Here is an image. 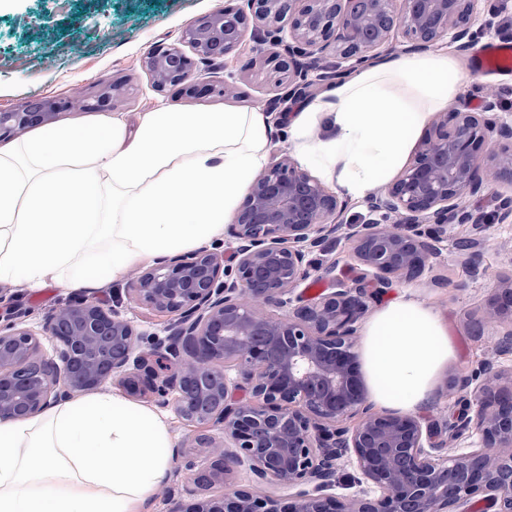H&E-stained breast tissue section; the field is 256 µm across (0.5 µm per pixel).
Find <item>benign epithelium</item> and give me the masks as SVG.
Instances as JSON below:
<instances>
[{
  "label": "benign epithelium",
  "mask_w": 512,
  "mask_h": 512,
  "mask_svg": "<svg viewBox=\"0 0 512 512\" xmlns=\"http://www.w3.org/2000/svg\"><path fill=\"white\" fill-rule=\"evenodd\" d=\"M482 0H227L199 17L182 39L198 61L236 51L246 38L269 44L291 101L314 96L380 58L392 40L406 51L450 43L465 52L477 31ZM512 27L509 0L488 10L483 30ZM145 63L157 86L187 97L217 92L195 80L178 47L153 48ZM60 104L41 100L0 112V138L51 122ZM502 98L484 89L436 119L400 176L369 198L362 224H338L344 202L278 150L251 184L229 235L233 265L208 250L163 259L128 295L174 315L163 334L144 336L129 320L79 295L44 316L40 328L21 313L0 319V424L30 418L107 382L126 394L173 406L187 423L216 427L174 457L197 500L170 512H512V368L484 363L471 375L448 374L461 393L452 420L372 410L366 404L355 334L376 292L393 279L413 282L432 268L448 227L472 225L463 246L471 265L485 245L491 216L463 204L491 184L499 223L512 219V122ZM344 237L361 267L359 281L336 280L314 297L301 287L312 254ZM512 320V277L490 295L475 334ZM54 356L42 353L43 342ZM358 423L349 427L347 421ZM474 435L457 451L446 436ZM353 468L349 498L333 494L340 462ZM244 467L251 484L230 494L209 490ZM269 485L277 494L258 487Z\"/></svg>",
  "instance_id": "benign-epithelium-1"
}]
</instances>
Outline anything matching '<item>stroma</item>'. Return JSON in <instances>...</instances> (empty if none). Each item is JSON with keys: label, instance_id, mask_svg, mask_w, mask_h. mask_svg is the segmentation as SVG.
<instances>
[{"label": "stroma", "instance_id": "35a3bbf8", "mask_svg": "<svg viewBox=\"0 0 512 512\" xmlns=\"http://www.w3.org/2000/svg\"><path fill=\"white\" fill-rule=\"evenodd\" d=\"M224 0H0V112H16L32 99H60L67 107L55 122L59 125L90 124L113 116L135 126L141 114L165 105L187 112L221 110L227 106L255 108L258 101L273 97L279 74L267 50L258 40H247L234 59L197 65L200 82L220 86V93L186 97L176 88L157 89L145 67V56L155 46H178L184 29L208 14ZM463 91L481 104V89L493 85L504 92L503 113L512 116V73L478 76L473 72L474 52L462 53ZM116 86L110 109L93 108V96L102 87ZM490 240L479 260L478 270L462 264L454 242L472 235L470 225H456L448 242L434 259V274L446 278L447 286H434L429 277L408 283L394 280L383 295L392 300L408 293L436 308L448 323L456 347L450 371L467 376L482 362L512 366V354L497 355L498 335L486 330L473 335L468 324L480 319L498 280L512 276V222L490 224ZM320 265L306 286L317 295L330 285L323 267L334 266V277L346 281L358 274L349 242L341 240L326 251L315 253ZM138 273L130 268L101 292L105 306L114 308L139 331L158 333L170 322L168 314L142 308L131 302L126 288ZM68 291L47 285L37 291L23 283L0 284V314L25 310L26 326L38 327L46 313L64 305Z\"/></svg>", "mask_w": 512, "mask_h": 512}]
</instances>
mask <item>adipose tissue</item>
Listing matches in <instances>:
<instances>
[{
    "mask_svg": "<svg viewBox=\"0 0 512 512\" xmlns=\"http://www.w3.org/2000/svg\"><path fill=\"white\" fill-rule=\"evenodd\" d=\"M459 72L445 51L362 65L293 114L289 147L348 197L367 198L456 102ZM272 132L258 109L161 107L132 130L118 118L45 125L0 146V282L92 295L144 261L221 241ZM358 353L369 402L416 414L456 350L442 315L401 295L371 314ZM171 446L164 415L109 389L2 424L0 512H153Z\"/></svg>",
    "mask_w": 512,
    "mask_h": 512,
    "instance_id": "adipose-tissue-1",
    "label": "adipose tissue"
}]
</instances>
